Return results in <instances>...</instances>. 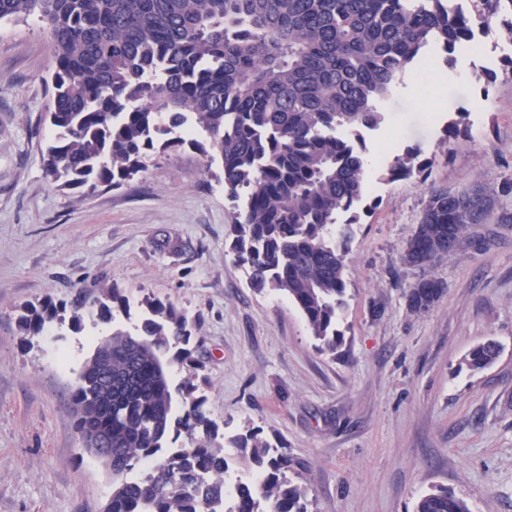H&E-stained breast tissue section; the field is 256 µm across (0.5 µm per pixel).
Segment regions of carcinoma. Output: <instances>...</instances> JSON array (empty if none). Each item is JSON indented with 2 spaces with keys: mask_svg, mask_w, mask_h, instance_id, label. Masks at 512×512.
Instances as JSON below:
<instances>
[{
  "mask_svg": "<svg viewBox=\"0 0 512 512\" xmlns=\"http://www.w3.org/2000/svg\"><path fill=\"white\" fill-rule=\"evenodd\" d=\"M0 0V21L38 15L55 49V138L43 156L62 190L114 188L147 171L154 156L189 147L219 161L224 189L238 201L230 250L250 288L284 294L301 312L319 351L336 355L345 303L351 225L367 194L357 145L386 121L383 103L416 76L435 46L452 53L472 42L473 24L495 22L501 0ZM418 148L394 157L382 179L429 180ZM428 199L404 259L421 269L451 255L471 224H512L501 197L512 182L448 190ZM445 290L424 275L407 294L428 311ZM90 311L108 325L131 315L113 284L67 304L46 296L22 307L30 337L49 327H82ZM192 327L171 302L146 297L133 331L98 342L71 391L79 435L111 437L100 461L112 473L104 512H308L305 466L250 429L233 441L254 465L255 482L226 481L219 426L198 394L205 365ZM488 341L467 359L492 364ZM110 356L112 396L97 356ZM186 373L172 388L171 371ZM185 438L179 448L168 437ZM143 478H129L139 467ZM416 512H470L446 489L423 494Z\"/></svg>",
  "mask_w": 512,
  "mask_h": 512,
  "instance_id": "carcinoma-1",
  "label": "carcinoma"
}]
</instances>
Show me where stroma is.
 <instances>
[{
  "mask_svg": "<svg viewBox=\"0 0 512 512\" xmlns=\"http://www.w3.org/2000/svg\"><path fill=\"white\" fill-rule=\"evenodd\" d=\"M52 66L37 17L0 22V512H103L112 476L83 448L68 397L106 328L88 318L29 345L15 318L26 302L112 283L193 320L212 418L225 439L255 428L304 460L309 512H415L435 487L470 512H512V224L469 225L431 270L444 294L412 313L421 272L403 252L426 190L377 175L418 147L451 190L512 178V79L493 43L430 51L429 92L398 89L367 132L372 209L351 228L333 356L287 298L249 288L229 253L232 203L195 150L119 188L56 187L41 162ZM455 118L467 135L444 137ZM488 340L498 358L470 369L466 355Z\"/></svg>",
  "mask_w": 512,
  "mask_h": 512,
  "instance_id": "obj_1",
  "label": "stroma"
}]
</instances>
